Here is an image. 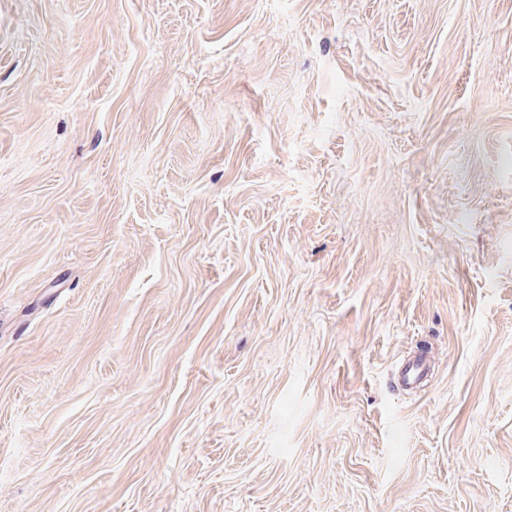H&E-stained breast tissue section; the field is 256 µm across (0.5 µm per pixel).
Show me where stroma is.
Segmentation results:
<instances>
[{"mask_svg": "<svg viewBox=\"0 0 512 512\" xmlns=\"http://www.w3.org/2000/svg\"><path fill=\"white\" fill-rule=\"evenodd\" d=\"M0 512H512V0H0Z\"/></svg>", "mask_w": 512, "mask_h": 512, "instance_id": "35a3bbf8", "label": "stroma"}]
</instances>
